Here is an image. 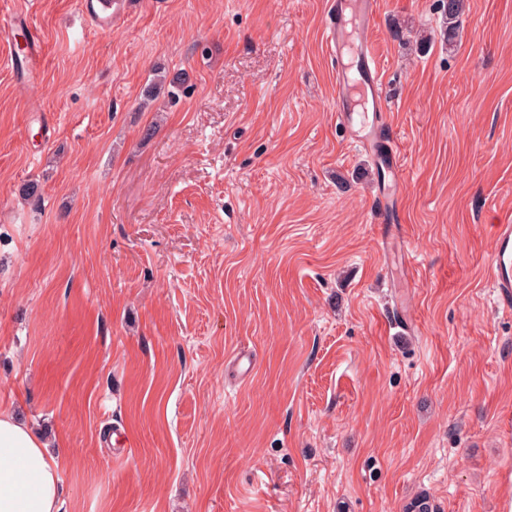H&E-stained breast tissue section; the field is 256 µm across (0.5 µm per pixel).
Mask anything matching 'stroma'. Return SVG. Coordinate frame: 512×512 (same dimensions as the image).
Listing matches in <instances>:
<instances>
[{"instance_id": "1", "label": "stroma", "mask_w": 512, "mask_h": 512, "mask_svg": "<svg viewBox=\"0 0 512 512\" xmlns=\"http://www.w3.org/2000/svg\"><path fill=\"white\" fill-rule=\"evenodd\" d=\"M327 2L0 6L41 49L0 43V409L62 456L61 512H512V0H464L452 47L437 0H381L403 288ZM119 0H84L83 11L90 17L96 27L109 28L112 26V16L119 9ZM493 248L490 258V283L499 306L512 310V220L492 224Z\"/></svg>"}]
</instances>
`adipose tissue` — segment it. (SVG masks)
<instances>
[{
  "instance_id": "adipose-tissue-1",
  "label": "adipose tissue",
  "mask_w": 512,
  "mask_h": 512,
  "mask_svg": "<svg viewBox=\"0 0 512 512\" xmlns=\"http://www.w3.org/2000/svg\"><path fill=\"white\" fill-rule=\"evenodd\" d=\"M62 464L28 424L0 410V512H59Z\"/></svg>"
}]
</instances>
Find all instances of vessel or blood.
<instances>
[{
	"label": "vessel or blood",
	"mask_w": 512,
	"mask_h": 512,
	"mask_svg": "<svg viewBox=\"0 0 512 512\" xmlns=\"http://www.w3.org/2000/svg\"><path fill=\"white\" fill-rule=\"evenodd\" d=\"M119 6V0L82 3L84 12L99 28L111 26ZM379 6V0H329L323 41L336 60V121L390 176L388 187L377 190L372 199L377 223L388 228L398 221L404 178L390 106L368 36ZM492 230L490 283L500 307L511 311L512 220L493 225Z\"/></svg>",
	"instance_id": "b4317fda"
}]
</instances>
